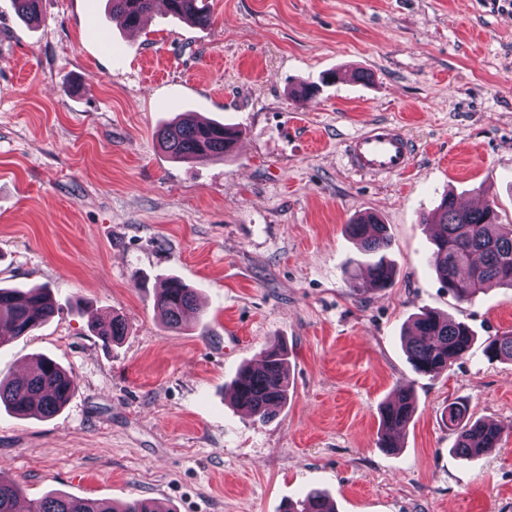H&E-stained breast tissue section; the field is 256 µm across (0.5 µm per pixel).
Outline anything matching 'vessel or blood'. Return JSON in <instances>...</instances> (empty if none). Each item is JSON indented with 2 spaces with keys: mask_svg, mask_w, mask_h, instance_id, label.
<instances>
[{
  "mask_svg": "<svg viewBox=\"0 0 512 512\" xmlns=\"http://www.w3.org/2000/svg\"><path fill=\"white\" fill-rule=\"evenodd\" d=\"M416 153L415 144L397 124L376 122L352 137L344 156L348 167L356 173L393 177L406 174Z\"/></svg>",
  "mask_w": 512,
  "mask_h": 512,
  "instance_id": "1",
  "label": "vessel or blood"
}]
</instances>
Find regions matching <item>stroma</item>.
Listing matches in <instances>:
<instances>
[{"mask_svg":"<svg viewBox=\"0 0 512 512\" xmlns=\"http://www.w3.org/2000/svg\"><path fill=\"white\" fill-rule=\"evenodd\" d=\"M209 25L156 9L139 28L107 0H0V287L44 286L54 315L0 341V377L39 356L76 389L49 418L0 407V471L51 490L171 512H279L316 488L337 512H512V290L458 302L429 264L442 196L495 201L512 222V0H205ZM312 82L302 100L294 93ZM237 130L224 160L173 159L156 131L182 113ZM375 121L417 145L408 173L358 177L345 141ZM387 224L392 287L351 288L347 226ZM198 292L178 328L154 308L166 278ZM476 342L437 378L400 336L421 308ZM120 315L104 345L91 326ZM289 395L268 421L224 387L273 342ZM413 387L395 450L379 407ZM465 401L499 448L466 462L445 411ZM484 351L491 359L512 361V331L504 332L500 336H489Z\"/></svg>","mask_w":512,"mask_h":512,"instance_id":"stroma-1","label":"stroma"}]
</instances>
